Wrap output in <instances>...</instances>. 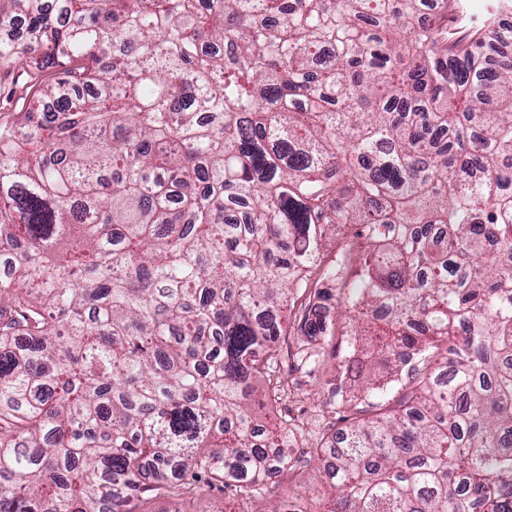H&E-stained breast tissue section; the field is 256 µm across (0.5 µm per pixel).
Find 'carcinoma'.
Returning a JSON list of instances; mask_svg holds the SVG:
<instances>
[{"label":"carcinoma","mask_w":512,"mask_h":512,"mask_svg":"<svg viewBox=\"0 0 512 512\" xmlns=\"http://www.w3.org/2000/svg\"><path fill=\"white\" fill-rule=\"evenodd\" d=\"M16 2L0 60L61 76L0 124V512L201 482L241 512H512V29L453 40L424 0ZM329 224L368 246L339 304ZM330 308L348 426L267 427L281 313L309 344ZM365 321L385 377L425 364L394 401ZM312 458L318 505L266 482Z\"/></svg>","instance_id":"cac0c4a2"}]
</instances>
